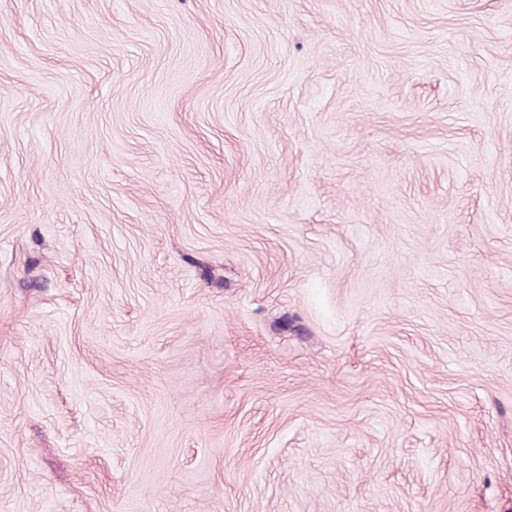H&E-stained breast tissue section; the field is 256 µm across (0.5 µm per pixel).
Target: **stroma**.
<instances>
[{
    "mask_svg": "<svg viewBox=\"0 0 512 512\" xmlns=\"http://www.w3.org/2000/svg\"><path fill=\"white\" fill-rule=\"evenodd\" d=\"M0 512H512V0H0Z\"/></svg>",
    "mask_w": 512,
    "mask_h": 512,
    "instance_id": "stroma-1",
    "label": "stroma"
}]
</instances>
